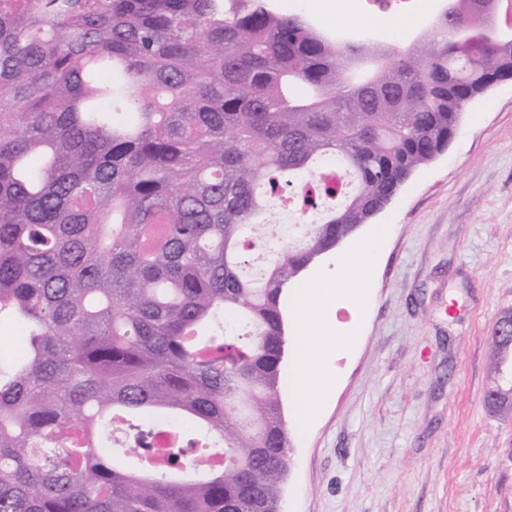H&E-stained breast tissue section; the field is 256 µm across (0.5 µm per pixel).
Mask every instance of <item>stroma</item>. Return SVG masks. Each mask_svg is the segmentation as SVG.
Wrapping results in <instances>:
<instances>
[{
	"instance_id": "1",
	"label": "stroma",
	"mask_w": 512,
	"mask_h": 512,
	"mask_svg": "<svg viewBox=\"0 0 512 512\" xmlns=\"http://www.w3.org/2000/svg\"><path fill=\"white\" fill-rule=\"evenodd\" d=\"M333 33L366 34L361 0H274ZM393 231L364 285L324 312L350 336L339 378L293 425L281 512H512V421L484 405L490 339L512 308V79L467 108L447 150L357 237Z\"/></svg>"
}]
</instances>
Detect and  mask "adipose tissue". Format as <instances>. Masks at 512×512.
I'll use <instances>...</instances> for the list:
<instances>
[{"mask_svg":"<svg viewBox=\"0 0 512 512\" xmlns=\"http://www.w3.org/2000/svg\"><path fill=\"white\" fill-rule=\"evenodd\" d=\"M387 232V227H380L377 232L358 240L352 248L340 254L336 260L340 274L335 283L308 281L296 295L295 356L288 375V388L294 398L299 423H306L316 416L321 407V393L333 381V373L328 367L329 354L315 341L311 322L318 316L323 299L333 289L346 288L365 272L368 263L380 251Z\"/></svg>","mask_w":512,"mask_h":512,"instance_id":"ef3b65f1","label":"adipose tissue"}]
</instances>
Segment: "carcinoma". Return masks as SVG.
I'll use <instances>...</instances> for the list:
<instances>
[{
	"label": "carcinoma",
	"mask_w": 512,
	"mask_h": 512,
	"mask_svg": "<svg viewBox=\"0 0 512 512\" xmlns=\"http://www.w3.org/2000/svg\"><path fill=\"white\" fill-rule=\"evenodd\" d=\"M339 44L273 0H0V512H274L281 298L512 79V0ZM388 57L357 84L350 63ZM328 161L349 181H301ZM343 197L246 273L273 198ZM491 337L492 370L512 346ZM179 437L155 458L148 418Z\"/></svg>",
	"instance_id": "obj_1"
}]
</instances>
